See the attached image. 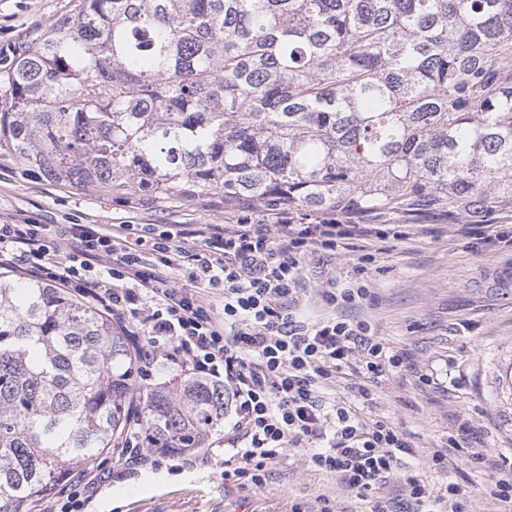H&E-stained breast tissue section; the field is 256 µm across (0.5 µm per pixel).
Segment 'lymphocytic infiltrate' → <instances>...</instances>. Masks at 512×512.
<instances>
[{"label": "lymphocytic infiltrate", "mask_w": 512, "mask_h": 512, "mask_svg": "<svg viewBox=\"0 0 512 512\" xmlns=\"http://www.w3.org/2000/svg\"><path fill=\"white\" fill-rule=\"evenodd\" d=\"M358 230L285 211H246L224 226L128 224L119 236L98 224L28 220L0 224V268L63 285L112 314L141 380L170 370L224 385L231 420L195 461L216 464L225 483L263 488L296 450L359 512H464L469 486L434 489L406 464L417 455L410 435L372 411L386 376L412 366L370 321L336 317L372 302L367 283L325 272L320 287L306 286L308 259L347 248ZM310 303L324 317L306 318ZM346 376L348 392L337 393ZM110 477L98 466L73 474L37 512H87Z\"/></svg>", "instance_id": "f902f5d3"}]
</instances>
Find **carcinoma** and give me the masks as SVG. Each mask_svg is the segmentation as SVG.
Instances as JSON below:
<instances>
[{
    "mask_svg": "<svg viewBox=\"0 0 512 512\" xmlns=\"http://www.w3.org/2000/svg\"><path fill=\"white\" fill-rule=\"evenodd\" d=\"M52 182L340 217L512 208V0H78L0 46V159ZM138 358L107 312L0 282V512L123 437ZM189 452L224 386L139 395Z\"/></svg>",
    "mask_w": 512,
    "mask_h": 512,
    "instance_id": "1",
    "label": "carcinoma"
}]
</instances>
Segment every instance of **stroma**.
I'll use <instances>...</instances> for the list:
<instances>
[{"label": "stroma", "instance_id": "stroma-1", "mask_svg": "<svg viewBox=\"0 0 512 512\" xmlns=\"http://www.w3.org/2000/svg\"><path fill=\"white\" fill-rule=\"evenodd\" d=\"M77 0H0V43L33 23L49 24ZM238 210L220 197L163 203L91 186L59 185L22 175L0 164V224L32 219L41 224H232ZM362 224H396L401 238L372 239L325 255L330 274L361 268L374 293L372 304L351 309L370 320L380 336L420 368L450 371L454 386L418 381L411 373L390 377L379 388L377 411L406 429L418 461L447 450L446 472L470 486L469 512H495L483 492L484 473L448 450V420L462 413L475 427L471 446L490 456L512 455V247L497 241L512 232V210L468 219L431 206L359 216ZM112 472L90 505L91 512H317L321 496L341 512H354L353 495L334 478L308 471L294 455L272 467L264 488L224 485L215 467L130 472L101 459Z\"/></svg>", "mask_w": 512, "mask_h": 512}]
</instances>
